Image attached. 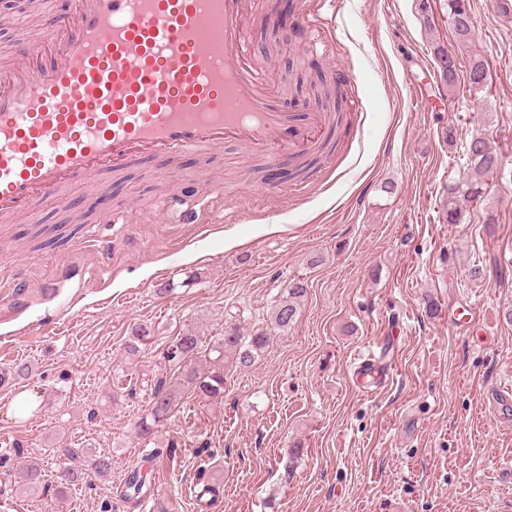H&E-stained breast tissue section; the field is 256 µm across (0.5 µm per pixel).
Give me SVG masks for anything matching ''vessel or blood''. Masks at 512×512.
Wrapping results in <instances>:
<instances>
[{"instance_id": "vessel-or-blood-1", "label": "vessel or blood", "mask_w": 512, "mask_h": 512, "mask_svg": "<svg viewBox=\"0 0 512 512\" xmlns=\"http://www.w3.org/2000/svg\"><path fill=\"white\" fill-rule=\"evenodd\" d=\"M327 2L313 0L301 24L307 48L325 54ZM249 10V0H78L50 14L51 66L23 59L0 72V221L145 157L231 144L276 166L322 142L325 115L282 108L251 51Z\"/></svg>"}]
</instances>
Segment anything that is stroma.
<instances>
[{"label": "stroma", "mask_w": 512, "mask_h": 512, "mask_svg": "<svg viewBox=\"0 0 512 512\" xmlns=\"http://www.w3.org/2000/svg\"><path fill=\"white\" fill-rule=\"evenodd\" d=\"M339 0L333 57L305 52L286 25L281 58L301 69L350 73L351 112L338 146L306 189L287 165L269 167L232 145L201 157L143 159L103 174L107 195L73 185L66 202L39 201L32 218L0 228L13 252L0 288L23 271L32 288L0 333L33 327L0 350L28 379L0 389V512H194V488L216 490L209 512H512V12L470 0L475 33L459 44L447 0ZM460 70L487 64L483 91L459 80L448 93L436 46ZM481 133L501 157L483 202L462 223L442 215L448 183L467 175L464 144ZM235 187L225 200L202 185ZM167 192L182 199L156 216ZM83 225L81 262L69 242L31 250L39 228ZM125 223H100L106 212ZM495 223H487V213ZM112 242V265L97 250ZM482 266L483 278L469 275ZM304 282L296 323L273 333L252 366L224 365V396L183 383L164 353L192 333L210 349L227 326L269 330L291 280ZM146 327L137 354L125 343ZM382 361L386 383L353 381L359 362ZM178 389L170 420L136 433L158 380ZM38 395L24 418L20 393ZM162 448L154 494L120 491L144 454ZM109 457L107 482L55 493L69 457ZM44 474L17 483L30 462Z\"/></svg>", "instance_id": "1"}]
</instances>
